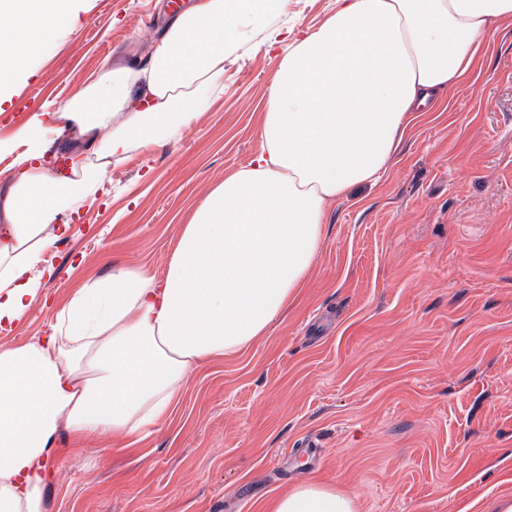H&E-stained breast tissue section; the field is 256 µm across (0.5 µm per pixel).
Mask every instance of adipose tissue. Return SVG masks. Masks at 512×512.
<instances>
[{
	"label": "adipose tissue",
	"mask_w": 512,
	"mask_h": 512,
	"mask_svg": "<svg viewBox=\"0 0 512 512\" xmlns=\"http://www.w3.org/2000/svg\"><path fill=\"white\" fill-rule=\"evenodd\" d=\"M288 0H192L165 27L148 68L107 67L20 136L22 173L0 193V329L20 322L43 248L93 205L112 161L162 145L224 88V55L281 48L261 149L225 177L182 230L164 277L123 266L73 291L45 335L0 346V512H46L66 431L140 436L168 420L192 370L266 335L308 282L329 206L375 182L409 126L472 73L483 40L512 24V0H336L316 30L253 42ZM77 0H0V102L33 56L69 31ZM63 139L72 175L40 166ZM271 512H358L311 483Z\"/></svg>",
	"instance_id": "ef3b65f1"
}]
</instances>
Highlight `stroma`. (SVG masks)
<instances>
[{"label":"stroma","instance_id":"stroma-1","mask_svg":"<svg viewBox=\"0 0 512 512\" xmlns=\"http://www.w3.org/2000/svg\"><path fill=\"white\" fill-rule=\"evenodd\" d=\"M171 14L167 0H79L0 114L25 88L29 113L56 111L110 60L146 66ZM144 16L158 25L147 36ZM277 70L227 52L223 92L187 129L113 162L0 346L42 335L50 308L116 267L164 276L192 213L259 151ZM55 445L70 454L47 512H268L309 482L359 512H494L512 498V25L376 183L331 205L312 275L267 336L191 373L174 417L142 439L77 446L62 432Z\"/></svg>","mask_w":512,"mask_h":512}]
</instances>
